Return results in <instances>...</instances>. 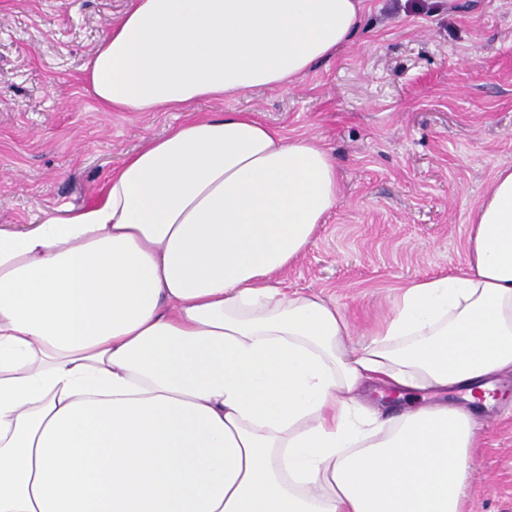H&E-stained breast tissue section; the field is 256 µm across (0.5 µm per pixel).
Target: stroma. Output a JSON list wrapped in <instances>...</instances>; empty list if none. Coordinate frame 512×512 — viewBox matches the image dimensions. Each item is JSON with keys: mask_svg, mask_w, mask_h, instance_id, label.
<instances>
[{"mask_svg": "<svg viewBox=\"0 0 512 512\" xmlns=\"http://www.w3.org/2000/svg\"><path fill=\"white\" fill-rule=\"evenodd\" d=\"M366 2L351 44L297 84L119 112L91 97L83 67L131 0H0V227L89 202L125 155L181 123L252 112L318 139L340 178L283 288L323 294L367 334L402 287L465 268L469 215L512 165V0ZM499 397L476 413L470 512H512V376Z\"/></svg>", "mask_w": 512, "mask_h": 512, "instance_id": "obj_1", "label": "stroma"}]
</instances>
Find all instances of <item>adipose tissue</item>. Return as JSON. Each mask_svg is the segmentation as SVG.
I'll list each match as a JSON object with an SVG mask.
<instances>
[{
	"mask_svg": "<svg viewBox=\"0 0 512 512\" xmlns=\"http://www.w3.org/2000/svg\"><path fill=\"white\" fill-rule=\"evenodd\" d=\"M365 0H132L84 67L106 109L185 111L301 81ZM336 162L254 113L126 155L92 203L0 229V512H465L473 402L512 375V167L467 266L403 287L362 345L277 276ZM464 405H369L371 385Z\"/></svg>",
	"mask_w": 512,
	"mask_h": 512,
	"instance_id": "adipose-tissue-1",
	"label": "adipose tissue"
}]
</instances>
